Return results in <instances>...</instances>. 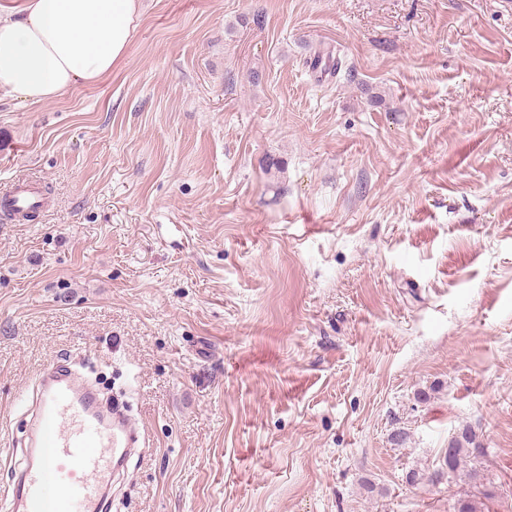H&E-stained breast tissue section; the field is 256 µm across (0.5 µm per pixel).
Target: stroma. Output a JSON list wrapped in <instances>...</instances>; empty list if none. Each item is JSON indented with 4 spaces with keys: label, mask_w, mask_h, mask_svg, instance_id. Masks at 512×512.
Here are the masks:
<instances>
[{
    "label": "stroma",
    "mask_w": 512,
    "mask_h": 512,
    "mask_svg": "<svg viewBox=\"0 0 512 512\" xmlns=\"http://www.w3.org/2000/svg\"><path fill=\"white\" fill-rule=\"evenodd\" d=\"M143 3L109 75L0 92L52 199L0 220V486L80 350L148 434L118 512H454L466 425L512 512V11ZM476 438L475 432L469 428H463L448 439L446 466H448L449 478L459 475L460 472H465L475 482L480 480L476 467L471 465L476 459L475 451L480 449Z\"/></svg>",
    "instance_id": "35a3bbf8"
}]
</instances>
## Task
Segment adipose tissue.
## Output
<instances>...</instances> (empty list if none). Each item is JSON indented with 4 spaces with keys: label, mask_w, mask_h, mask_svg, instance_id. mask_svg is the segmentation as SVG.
Listing matches in <instances>:
<instances>
[{
    "label": "adipose tissue",
    "mask_w": 512,
    "mask_h": 512,
    "mask_svg": "<svg viewBox=\"0 0 512 512\" xmlns=\"http://www.w3.org/2000/svg\"><path fill=\"white\" fill-rule=\"evenodd\" d=\"M139 0H23L0 11V90L24 103L56 98L111 73Z\"/></svg>",
    "instance_id": "adipose-tissue-1"
}]
</instances>
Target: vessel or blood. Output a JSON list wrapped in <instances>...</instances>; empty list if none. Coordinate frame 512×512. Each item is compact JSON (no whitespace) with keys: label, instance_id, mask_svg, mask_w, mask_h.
Here are the masks:
<instances>
[{"label":"vessel or blood","instance_id":"1","mask_svg":"<svg viewBox=\"0 0 512 512\" xmlns=\"http://www.w3.org/2000/svg\"><path fill=\"white\" fill-rule=\"evenodd\" d=\"M5 208L21 216L45 205L37 183L14 182ZM24 456L12 484L0 488L6 512H110L113 473L123 468L140 431L120 409L105 407L70 364L43 372L29 407ZM65 493H57V484Z\"/></svg>","mask_w":512,"mask_h":512}]
</instances>
